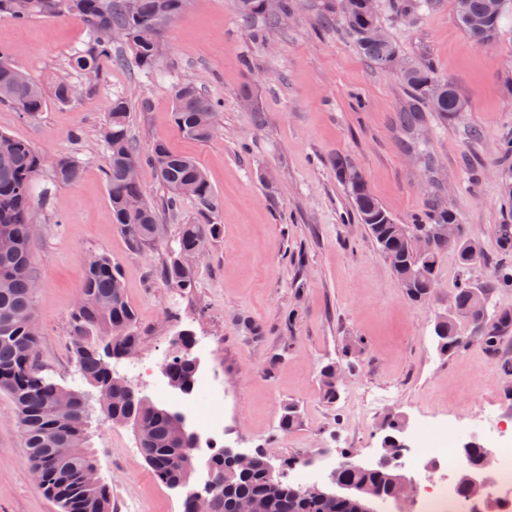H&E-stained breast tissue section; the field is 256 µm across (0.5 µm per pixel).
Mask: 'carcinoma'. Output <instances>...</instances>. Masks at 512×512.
Instances as JSON below:
<instances>
[{"mask_svg":"<svg viewBox=\"0 0 512 512\" xmlns=\"http://www.w3.org/2000/svg\"><path fill=\"white\" fill-rule=\"evenodd\" d=\"M185 4L186 0H0V19L25 22L37 17H65L84 23L90 31V44L72 54L70 63L88 73L97 70L101 58L112 54V42L101 38L100 30L119 29L124 32L123 43L136 66L155 73L166 29ZM506 6L507 0H458V20L474 43L485 45L498 38ZM233 7L238 17L251 25L290 14L293 3L280 0L276 14L264 10V0H233ZM339 15L356 49L377 68L388 70L391 62L400 63L399 75L411 91L407 111L419 112L424 107L446 120L463 111L465 102L451 80L401 57L390 39L370 36V30L381 26V20L367 10L363 0H353L351 8ZM0 102L14 105L28 117L38 116L47 104L43 88L14 67L9 53L1 49ZM173 119L184 137L199 142L209 140L217 128L214 104L192 83L175 90ZM129 128V101L118 97L110 104L105 127V177L112 222L139 248L161 238L162 224L159 212L144 199L141 181L128 175L129 166L147 163L172 196H193L209 212L218 208V199L195 159L158 141L143 160ZM45 165L46 158L28 141L0 133V392L8 395L24 424L22 443L32 470L39 474V486L61 512H111L108 485H94L84 477L85 470L94 463L88 419H73L67 413L68 399H83L85 392L52 382L41 375L36 361L39 329L34 311L32 192L33 179ZM332 165L361 223L389 258L409 300L421 303L433 294L440 255L448 249L456 253L459 275L453 312L439 318L434 326L438 353L450 357L466 347L469 340L459 334L457 326L459 320L466 319L476 328L483 349L498 354L501 339L512 335V309L500 308L493 301L498 291L512 288V215L494 225L497 252L491 258L479 241L467 235L456 212L431 203L426 218L403 223L375 198L361 172L345 158L336 157ZM52 167L56 181L62 184H73L80 177L79 165L67 156L54 159ZM448 224L456 227V238L451 243L448 237L438 235V229ZM422 225L427 226L430 236L428 248L419 252L414 241ZM219 233L218 224L180 225L176 247L162 266V281L181 290L193 287L195 269L182 260L202 256L206 243ZM474 252L479 264L491 268V278L483 286L470 277ZM81 296L83 300L71 314L70 341L82 378L99 390L102 409L112 422L133 423L139 448L155 479L168 487L188 486L196 471L198 445L191 435L182 432L187 418L175 422V411L138 395L112 373L109 360L121 359L127 348H137L141 336L120 270L108 256L98 255L87 261ZM178 335L182 336L181 344L166 363L167 385L189 395L199 371L191 353L195 337L190 329H182ZM335 365L330 362L320 371V393L328 404L336 403L340 396ZM300 422V411L289 404L283 409L278 430L286 433ZM52 448L69 449L68 457L58 465H48ZM236 457L235 449L223 448L206 461V483L223 487L210 498L209 512H239L240 503L249 500L259 505L260 512H355L353 498L305 496L292 485L273 482L262 457H256L247 470L238 469ZM337 480L352 488L385 487L389 473L377 465L342 469Z\"/></svg>","mask_w":512,"mask_h":512,"instance_id":"1","label":"carcinoma"}]
</instances>
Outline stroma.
Listing matches in <instances>:
<instances>
[{
	"label": "stroma",
	"mask_w": 512,
	"mask_h": 512,
	"mask_svg": "<svg viewBox=\"0 0 512 512\" xmlns=\"http://www.w3.org/2000/svg\"><path fill=\"white\" fill-rule=\"evenodd\" d=\"M326 2L295 0L291 15L258 33L238 19L232 0H189L166 33L154 77L109 59L92 74L73 69L72 53L89 41L77 21L0 19V49L14 66L45 91L61 80L72 88L68 102L48 99L35 118L0 103V132L47 158L72 157L81 168L71 185L57 183L48 167L34 179L37 359L53 382L87 393L96 467L112 491V512H126L132 501L141 512H183L187 489L155 480L143 456L131 452L134 427L105 419L99 391L77 371L70 314L85 262L97 254L123 273L143 333L140 357L164 365L173 336L185 328L213 338L199 356L202 375L224 388L225 446L313 457L308 481L326 491L335 489L330 475L342 452L365 465L377 461L386 418L403 419L414 431L444 421L465 429L484 413L512 416L497 358L472 340L448 358L436 349L434 322L453 310L454 252L441 255L429 301L411 303L331 167L339 155L352 161L403 222L430 200L445 199L467 234L495 254L492 229L512 213L502 194L511 169L498 154L512 132V2L498 39L479 47L458 23L457 0H437L405 20L392 16L389 0H378L384 30L401 54L448 77L466 102L457 119L426 112L415 129L404 123L407 86L366 60L341 25H321ZM184 83L216 106L217 131L208 141L183 137L174 123V92ZM245 88L255 110L239 103ZM119 96L129 100L140 154L162 140L192 156L219 200L213 213L190 197L168 208V191L143 167L146 199L165 226L149 247L132 246L112 222L102 130ZM187 223H214L220 234L195 265L194 287L180 291L158 272ZM246 318L261 324L260 339L247 337ZM348 343L361 350V362L338 401L325 403L319 370ZM290 403L302 422L284 434L278 422ZM320 448L325 456H317ZM0 512H60L34 477L3 394Z\"/></svg>",
	"instance_id": "obj_1"
}]
</instances>
